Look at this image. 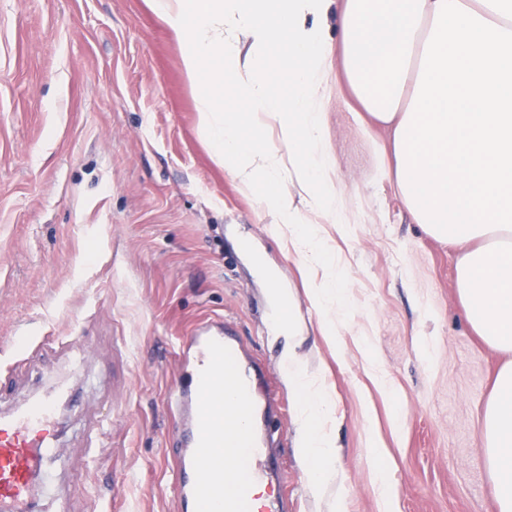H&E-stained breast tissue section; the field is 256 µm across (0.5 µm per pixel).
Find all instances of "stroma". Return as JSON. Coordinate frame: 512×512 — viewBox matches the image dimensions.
Segmentation results:
<instances>
[{
    "mask_svg": "<svg viewBox=\"0 0 512 512\" xmlns=\"http://www.w3.org/2000/svg\"><path fill=\"white\" fill-rule=\"evenodd\" d=\"M331 49L323 112L330 176L345 226L316 224L326 262L309 265L274 224L263 187L241 188L199 135L183 45L150 0H0V407L62 373L57 349H82L86 379L62 405L49 462L52 494L34 512H180L169 398L186 369L177 340L208 318L232 322L273 386L271 438L288 512H497L479 435L507 361L467 322L455 284L458 246L408 212L390 169L392 132L353 97L337 13L318 20ZM345 275L327 341L309 300L325 266ZM293 295L301 354L336 402L339 458L327 500L305 488L270 284ZM41 348L22 394L11 384ZM112 426L100 448L87 437Z\"/></svg>",
    "mask_w": 512,
    "mask_h": 512,
    "instance_id": "stroma-1",
    "label": "stroma"
}]
</instances>
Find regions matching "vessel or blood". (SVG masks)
<instances>
[{
  "mask_svg": "<svg viewBox=\"0 0 512 512\" xmlns=\"http://www.w3.org/2000/svg\"><path fill=\"white\" fill-rule=\"evenodd\" d=\"M195 379L178 385L171 406L178 417L173 450L176 487L187 512H251L255 484L280 474L265 422L273 407L260 365L247 357L228 322L194 327L180 351ZM235 399L225 403L224 390ZM67 385L0 412V512H32L37 490L54 482L42 467ZM230 467H223V457Z\"/></svg>",
  "mask_w": 512,
  "mask_h": 512,
  "instance_id": "obj_1",
  "label": "vessel or blood"
}]
</instances>
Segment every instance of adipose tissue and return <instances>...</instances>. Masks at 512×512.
Masks as SVG:
<instances>
[{
    "label": "adipose tissue",
    "mask_w": 512,
    "mask_h": 512,
    "mask_svg": "<svg viewBox=\"0 0 512 512\" xmlns=\"http://www.w3.org/2000/svg\"><path fill=\"white\" fill-rule=\"evenodd\" d=\"M331 0H152L184 44L189 80L235 88L238 105L199 97V129L215 161L244 188L294 173L307 204L338 224L339 191L326 175L323 79L331 62L316 18ZM343 72L357 100L393 130L397 184L414 220L463 254L456 285L471 327L512 354V0H343ZM292 91L281 96L277 81ZM274 119L280 145L246 143ZM297 254L323 255L293 197L268 203ZM282 361L298 394L295 424L306 485L324 499L336 477V405L300 354L304 331L272 289ZM491 495L512 512V361L497 374L481 429Z\"/></svg>",
    "instance_id": "adipose-tissue-1"
}]
</instances>
